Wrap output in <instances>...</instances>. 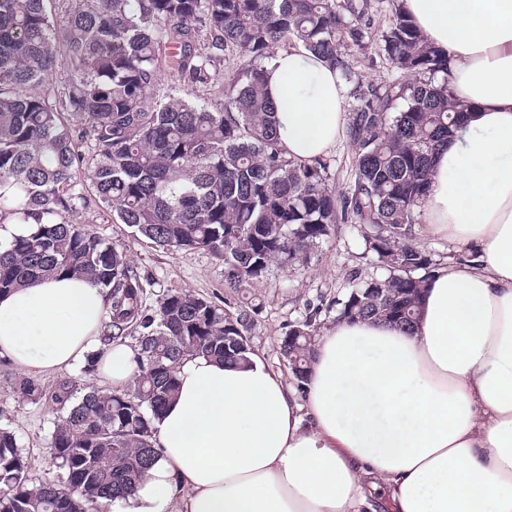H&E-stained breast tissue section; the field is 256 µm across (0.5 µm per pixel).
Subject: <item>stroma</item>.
I'll return each mask as SVG.
<instances>
[{
    "mask_svg": "<svg viewBox=\"0 0 512 512\" xmlns=\"http://www.w3.org/2000/svg\"><path fill=\"white\" fill-rule=\"evenodd\" d=\"M78 218L137 268L144 279L148 305H155L159 295L180 291L232 311L244 304L254 306L251 345L262 352L268 365L282 372L288 369L280 354L286 332L307 321L316 334H324L336 322L339 300L359 282L385 274L365 250L362 225L339 224L320 241L307 262L288 268L272 262L259 280L233 293L224 286L223 261L209 252L156 247L127 225L113 223L109 213L94 204L81 209ZM16 376L15 368L0 367V427L14 433L34 473L51 475L54 464L48 446L54 413L44 403L23 398L14 387Z\"/></svg>",
    "mask_w": 512,
    "mask_h": 512,
    "instance_id": "obj_1",
    "label": "stroma"
}]
</instances>
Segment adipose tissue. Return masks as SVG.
<instances>
[{
	"instance_id": "obj_1",
	"label": "adipose tissue",
	"mask_w": 512,
	"mask_h": 512,
	"mask_svg": "<svg viewBox=\"0 0 512 512\" xmlns=\"http://www.w3.org/2000/svg\"><path fill=\"white\" fill-rule=\"evenodd\" d=\"M448 57L465 123L434 156L423 236L475 260L434 270L411 329L342 320L319 336L304 393L256 353L187 358L156 422L162 450L118 512H512V0H399ZM279 145L305 163L344 141L350 88L303 47L263 66ZM106 297L77 277L0 295V356L21 373L100 347ZM135 350L98 373L130 382Z\"/></svg>"
}]
</instances>
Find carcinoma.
Masks as SVG:
<instances>
[{"label": "carcinoma", "instance_id": "1", "mask_svg": "<svg viewBox=\"0 0 512 512\" xmlns=\"http://www.w3.org/2000/svg\"><path fill=\"white\" fill-rule=\"evenodd\" d=\"M371 0H0V224H34L0 240V294L54 276H76L108 301L103 345L131 336L137 375L121 389L93 384L98 355L46 391L19 376L16 390L51 405L53 478L34 474L14 434L0 429V512H106L156 462L154 421L189 356L247 358L253 310L233 312L189 292L152 309L126 256L74 218L89 198L156 246L203 249L224 261L238 290L275 260H307L335 224L353 220L387 271L357 286L381 288L391 305L357 318L410 328L432 256L412 244L430 157L463 124L448 89V58L397 6L371 33ZM302 45L351 86L347 136L354 182L336 195L330 164L286 157L262 62ZM374 50L397 73L365 78L354 52ZM232 71L223 102L198 95ZM66 73L63 92L49 77ZM179 87L158 95L161 79ZM281 354L311 368V337H283Z\"/></svg>", "mask_w": 512, "mask_h": 512}]
</instances>
